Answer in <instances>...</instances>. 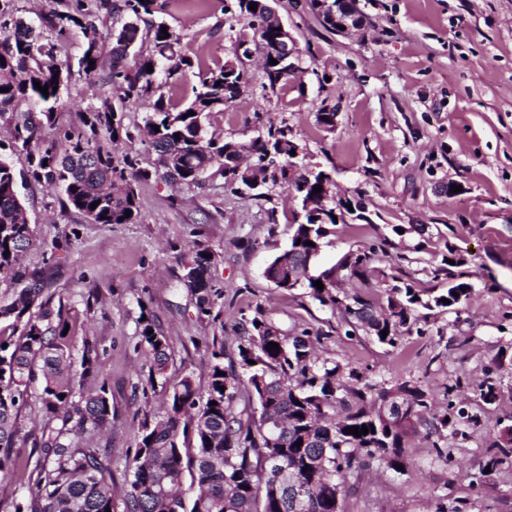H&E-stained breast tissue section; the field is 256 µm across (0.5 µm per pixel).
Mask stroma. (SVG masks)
<instances>
[{
  "label": "stroma",
  "mask_w": 512,
  "mask_h": 512,
  "mask_svg": "<svg viewBox=\"0 0 512 512\" xmlns=\"http://www.w3.org/2000/svg\"><path fill=\"white\" fill-rule=\"evenodd\" d=\"M308 3L275 4L295 44V76L265 88L257 54L241 57L248 87L212 118L213 130L247 140L262 123L287 119L301 162L330 172L340 197L361 202L369 222L333 238L319 266L378 245L400 225L407 232L380 269L429 290L441 285L434 268L454 260L473 288L469 300L432 312L426 335L406 331L394 347L348 336L305 289L274 288L264 275L288 241L296 202L286 194L267 205L225 190L219 177L201 189L154 177L137 188L134 223L104 225L62 209L59 189L29 183L21 194L34 243L23 263L45 273L52 286L44 297L74 316L75 347L89 340L103 351L102 377L112 392L111 430L84 434L80 443L107 454L114 486L123 489L141 423L164 413L163 392L150 386V359L139 346L141 314L168 339L169 375L190 372L202 385L213 339L234 352L236 323L261 305L282 331L320 333L322 356L368 371L388 388L411 381L437 391L455 377L477 383L490 372L502 376L498 401L480 409L479 426L455 449L456 466L432 463L424 431L416 429L406 439L404 471L373 468L344 496V512H431L436 495L467 500L471 512H512L511 468L469 481L485 465L487 439L512 425V0H357L364 26L349 35L326 30ZM161 18L181 34L184 52L208 63L231 55L228 28H248L224 13L221 0L193 9L165 0ZM95 91L73 74L61 92V122L79 124ZM325 104L336 109L330 130L317 120ZM451 183L462 192L448 195ZM414 224L430 233L418 263L406 258L418 240ZM197 243L217 254L212 276L224 296L213 318L199 317L195 296L179 280ZM43 421L37 408L23 409L15 449L22 477L0 482V512H13L14 500L34 487L42 455L31 436Z\"/></svg>",
  "instance_id": "stroma-1"
}]
</instances>
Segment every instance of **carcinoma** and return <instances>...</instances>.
Returning a JSON list of instances; mask_svg holds the SVG:
<instances>
[{"mask_svg": "<svg viewBox=\"0 0 512 512\" xmlns=\"http://www.w3.org/2000/svg\"><path fill=\"white\" fill-rule=\"evenodd\" d=\"M14 0H0V123L11 129L10 153L0 154V288L11 292L0 297V481L13 480L21 465L13 448L22 428L20 412L34 401L51 422L33 446L46 449L30 498L13 502V512H290L286 490L275 493L266 477L268 460H282L283 471L295 474L304 487L301 512H336V493L347 483L358 482L375 465L394 470L406 465L404 437L417 424L431 439V460L452 462V442L467 438L464 425H477L453 400L461 379H449L444 397L445 412H432L435 394L404 382L397 388L388 409L375 406V385L364 372L331 358L318 356L308 330L290 335L268 320L262 307L242 318L237 353L224 354V343L213 341L205 387L194 375L168 376L171 352L151 319L140 322V346L151 356L148 381H161L167 405L165 415L139 430L135 452L128 459L129 479L118 492L112 468L96 448L80 446L73 438L102 431L112 424V401L106 384L75 391L76 378L102 374L103 359L96 346L85 341L81 371L73 368L72 336L63 334L71 325L63 309L38 302L49 281L22 268V254L32 243L17 191V174L10 156H24L27 176L63 191L61 205L74 209L92 224L133 222L139 214L136 184L151 176L135 156L116 155L115 146L144 134L158 155L162 177L174 184L201 187L203 175L213 170L224 186L251 197L272 202L279 189H292L298 204L314 190L326 171H314L293 159L288 145L295 141L284 119L262 125L249 140L220 137L209 132L210 117L224 112L245 91L248 78L238 57L212 66L194 62L175 49L181 35L172 29L161 33L164 22L155 20L162 9L158 0H63L37 16L38 23L16 16ZM257 9H250V4ZM233 12L249 19L258 37L256 50L263 60L269 88L295 74L294 62L281 56L275 22L266 13L265 0H232ZM107 15L121 18L112 26L111 62L103 68L99 25ZM85 49L78 71L98 86L94 101L82 113L80 125L57 123L60 88L68 84L72 67L61 65L62 46L76 35ZM154 50L144 49L145 42ZM277 63H270V59ZM153 71H147L148 67ZM198 68L194 98L184 105L162 92L158 74L170 80ZM48 86L49 95L34 82ZM147 106L143 126L130 128L118 117L116 103ZM159 130H154V127ZM272 157L277 168L270 180L253 184V166ZM96 208H91V205ZM349 200L330 201L328 210L290 224L288 246L266 268L274 287L290 291L309 289V296L338 313L350 327L346 334L362 331L391 347L402 329L436 309H448L469 299L472 285L456 281L445 268L434 277L450 280L444 291L432 295L410 284L388 285L387 305L378 308L357 292L349 294L336 282V269L350 279L366 282L377 270V251L392 241L368 250L344 254L335 265L311 272V266L336 236L338 227L353 220L370 222L363 208H354L350 221L336 223V210ZM131 216H126V211ZM312 245H306V242ZM216 255L208 247L195 246L182 263V283H196L198 314L211 315L214 296L212 268ZM321 281L323 289L314 286ZM467 290H461V287ZM449 300L445 304L441 299ZM387 336H382V331ZM279 349L267 350L268 343ZM502 381L489 377L474 388L476 400L493 405ZM368 428L356 436L349 427ZM279 447H270V440ZM302 441L297 447L295 443ZM490 472L512 468V440L495 438L486 445ZM190 480L193 498L182 495Z\"/></svg>", "mask_w": 512, "mask_h": 512, "instance_id": "carcinoma-1", "label": "carcinoma"}]
</instances>
